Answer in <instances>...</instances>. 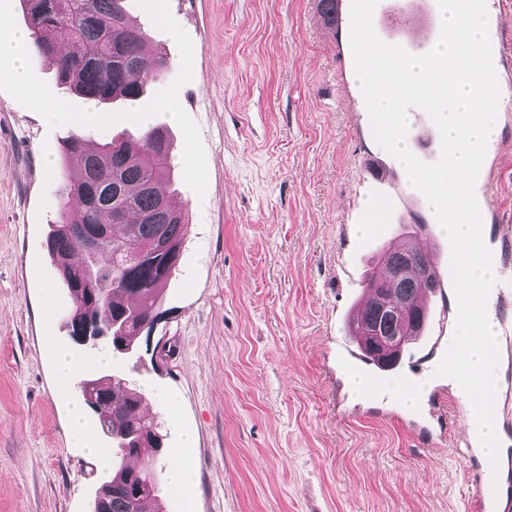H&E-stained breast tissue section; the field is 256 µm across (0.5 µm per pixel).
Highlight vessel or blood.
<instances>
[{"instance_id": "b4317fda", "label": "vessel or blood", "mask_w": 512, "mask_h": 512, "mask_svg": "<svg viewBox=\"0 0 512 512\" xmlns=\"http://www.w3.org/2000/svg\"><path fill=\"white\" fill-rule=\"evenodd\" d=\"M493 174L488 166H481L476 184L475 196L481 214H488L492 204ZM483 239L491 250L494 265L504 263L503 253L512 242V226L498 224L484 230ZM435 277V294L441 300L439 311L427 319L430 335L419 354L408 356L398 364L396 379L398 385L394 391H384L381 377L374 372L373 363L359 351L353 349L350 342L336 344V354L340 360L357 371L366 383L365 397L368 401L384 406L386 416L399 422H406L401 397L417 388L426 377L432 376L437 364L450 346L452 338L449 329L457 321V302L449 285L452 281L450 271V251L442 249L438 262L432 264ZM496 395L494 405L495 419L512 421V378L504 368L496 370ZM469 398L460 385H438L430 394L432 411L427 419L417 426V434L423 445L439 446L450 441L459 448L460 455L469 461L467 482L472 488V512H507L512 507V486L495 476L489 458H476L475 445L465 434L455 431L459 407L468 403Z\"/></svg>"}]
</instances>
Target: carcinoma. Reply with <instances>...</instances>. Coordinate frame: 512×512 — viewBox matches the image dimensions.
Instances as JSON below:
<instances>
[{
  "label": "carcinoma",
  "mask_w": 512,
  "mask_h": 512,
  "mask_svg": "<svg viewBox=\"0 0 512 512\" xmlns=\"http://www.w3.org/2000/svg\"><path fill=\"white\" fill-rule=\"evenodd\" d=\"M34 52L50 60L59 84L83 98L108 105L143 99L149 84L168 69L165 54L152 49L144 30L127 13L126 0H20ZM337 0H318L323 23L336 25ZM62 34L68 49L55 51L52 38ZM165 136L148 127L140 139L123 136L95 143L75 134L66 141V152L82 164L78 180L64 181L59 190L61 219L47 241L48 253L59 262L62 285L72 300L65 326L83 328L88 321L112 324V353L122 358L136 352L139 328L154 318L160 285L167 282L180 257L186 230L185 215L159 190L171 167L169 143L155 147ZM138 222L128 223V215ZM104 233L107 246L89 255L86 241ZM382 267L402 272L386 288L394 305L412 307L405 317L381 312L370 299L362 317L350 322L352 335L362 323L378 327L383 336L408 331L419 334L423 313L414 303L419 293L434 288L422 259L414 252L383 251ZM417 274L409 277L406 270ZM85 404L97 415L107 449L110 480L101 484L93 512H148L158 505L159 483L154 466L159 457L137 447L141 433L154 419L141 413L142 393L115 374H94ZM139 464L129 466L127 459Z\"/></svg>",
  "instance_id": "cac0c4a2"
}]
</instances>
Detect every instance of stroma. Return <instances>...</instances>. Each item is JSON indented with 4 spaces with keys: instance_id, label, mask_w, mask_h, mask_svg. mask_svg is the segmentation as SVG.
I'll list each match as a JSON object with an SVG mask.
<instances>
[{
    "instance_id": "35a3bbf8",
    "label": "stroma",
    "mask_w": 512,
    "mask_h": 512,
    "mask_svg": "<svg viewBox=\"0 0 512 512\" xmlns=\"http://www.w3.org/2000/svg\"><path fill=\"white\" fill-rule=\"evenodd\" d=\"M350 7L341 0L332 29L317 0H130L169 70L144 99L108 108L59 85L32 53L19 92L6 78L14 59L0 56V512H91L105 479L106 459L70 436L82 395L60 390L53 357L68 350L87 377L101 353L64 327L71 298L46 239L77 165L68 137L137 139L149 124L169 134L171 187L189 219L152 330L170 355L113 365L192 473L186 496L171 459L158 464L163 512H468L456 448L419 446L336 372V340L384 246L361 230L367 202L388 207L391 237L412 213H432L374 139ZM438 10L421 0L414 17L379 0L373 27L423 55L431 44L408 30ZM46 97L81 121H48ZM497 111L492 225L512 218V87ZM378 165L394 180L374 183Z\"/></svg>"
}]
</instances>
